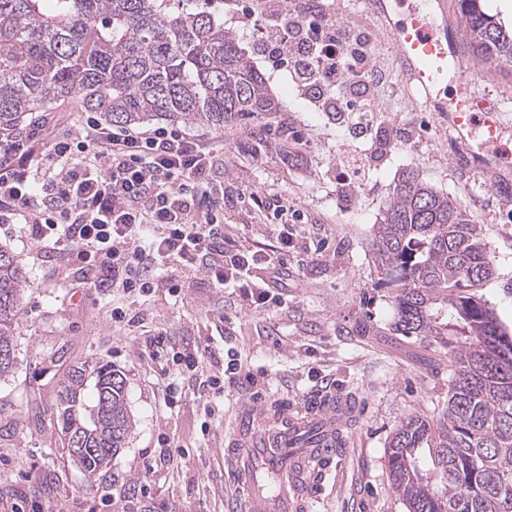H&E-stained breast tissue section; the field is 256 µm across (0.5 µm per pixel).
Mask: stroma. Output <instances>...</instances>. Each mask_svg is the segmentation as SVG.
Listing matches in <instances>:
<instances>
[{
    "label": "stroma",
    "instance_id": "35a3bbf8",
    "mask_svg": "<svg viewBox=\"0 0 512 512\" xmlns=\"http://www.w3.org/2000/svg\"><path fill=\"white\" fill-rule=\"evenodd\" d=\"M373 52L390 79L376 100L373 127L392 131L389 150L359 137L356 115L336 121L310 109L287 74L269 86L280 111L215 130L185 126L214 148L224 169L214 181L224 197L217 217L242 247L279 250L278 232L253 196L288 208L289 248L267 310L249 311L243 293L218 288L184 269L179 294L161 288L129 302L134 325L118 330L112 298L79 288L67 259L37 250L26 224H1L0 247L18 256L28 286L17 318L16 367L0 379V512H226L233 487L224 470V435L245 399L305 402L322 392L353 395V440L337 462L317 512H407L387 474V442L406 416L437 422L448 401L450 347L394 332L395 289L381 285L371 261L372 227L403 172L412 171L466 208L482 230L492 277L469 287L512 334V112L491 169L478 167L438 113L406 105L391 39ZM83 112L72 102L37 113L34 140L77 132ZM208 347L216 360L234 356L254 385L225 383L204 405L196 374L143 354L153 336ZM111 364L126 380L135 419L112 461L110 487L89 486L66 462L46 414L64 364ZM219 408L222 418L208 416ZM209 431H202V424ZM175 449L160 460L163 446Z\"/></svg>",
    "mask_w": 512,
    "mask_h": 512
}]
</instances>
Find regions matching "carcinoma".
Listing matches in <instances>:
<instances>
[{"mask_svg":"<svg viewBox=\"0 0 512 512\" xmlns=\"http://www.w3.org/2000/svg\"><path fill=\"white\" fill-rule=\"evenodd\" d=\"M167 0H0V136L20 135L36 112L76 101L118 126L154 120L214 129L279 110L255 47L208 9L171 12ZM464 41L494 67L512 68V26L481 0H459ZM373 264L397 289L394 330L446 340L455 349L439 423L409 415L387 444L392 488L408 512H512V346L495 313L455 292L493 275L481 228L466 210L414 174L394 185L373 225ZM27 278L0 248V352L14 351ZM51 415L61 440L83 435L68 461L89 479L112 477L134 419L126 382L98 361L68 369Z\"/></svg>","mask_w":512,"mask_h":512,"instance_id":"cac0c4a2","label":"carcinoma"}]
</instances>
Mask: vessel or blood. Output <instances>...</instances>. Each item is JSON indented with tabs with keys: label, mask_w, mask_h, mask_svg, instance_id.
Masks as SVG:
<instances>
[{
	"label": "vessel or blood",
	"mask_w": 512,
	"mask_h": 512,
	"mask_svg": "<svg viewBox=\"0 0 512 512\" xmlns=\"http://www.w3.org/2000/svg\"><path fill=\"white\" fill-rule=\"evenodd\" d=\"M436 7L399 13L393 25L398 62L427 94L477 161L495 156L503 126L499 103L472 91L480 79L457 47V34ZM482 129L473 140L474 129ZM353 403L337 392L305 404L244 401L224 436V464L240 512H313L332 474L336 455L348 444Z\"/></svg>",
	"instance_id": "1"
}]
</instances>
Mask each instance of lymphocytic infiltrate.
I'll use <instances>...</instances> for the list:
<instances>
[{"instance_id":"f902f5d3","label":"lymphocytic infiltrate","mask_w":512,"mask_h":512,"mask_svg":"<svg viewBox=\"0 0 512 512\" xmlns=\"http://www.w3.org/2000/svg\"><path fill=\"white\" fill-rule=\"evenodd\" d=\"M262 53L282 62L315 111L330 115L371 111L386 81L366 38L322 21L313 5L299 14L270 9ZM34 161L56 171L37 194L27 172ZM217 166L194 136L106 125L89 112L77 135L53 139L41 153L21 140L0 146V223L32 225L38 247L79 262L87 287L125 297L159 288L176 294L182 280L160 270L187 262L209 282L244 289L259 310L283 257L225 237L207 194Z\"/></svg>"}]
</instances>
